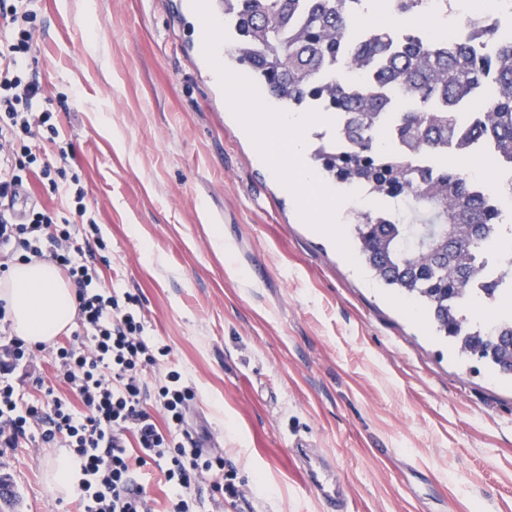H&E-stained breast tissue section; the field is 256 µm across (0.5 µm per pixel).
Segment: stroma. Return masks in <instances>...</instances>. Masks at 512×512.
Segmentation results:
<instances>
[{"mask_svg": "<svg viewBox=\"0 0 512 512\" xmlns=\"http://www.w3.org/2000/svg\"><path fill=\"white\" fill-rule=\"evenodd\" d=\"M35 68L97 227L103 280L140 297L179 371L189 425L219 441L240 498L199 512H321L291 442L310 441L349 512H512V383L453 356L378 282L322 199L256 152L190 45L186 0H35ZM221 230L230 257L216 253ZM53 448L0 455V512H79Z\"/></svg>", "mask_w": 512, "mask_h": 512, "instance_id": "35a3bbf8", "label": "stroma"}]
</instances>
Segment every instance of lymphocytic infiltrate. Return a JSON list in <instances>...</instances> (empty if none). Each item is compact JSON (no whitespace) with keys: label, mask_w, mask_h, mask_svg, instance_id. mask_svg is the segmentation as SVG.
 <instances>
[{"label":"lymphocytic infiltrate","mask_w":512,"mask_h":512,"mask_svg":"<svg viewBox=\"0 0 512 512\" xmlns=\"http://www.w3.org/2000/svg\"><path fill=\"white\" fill-rule=\"evenodd\" d=\"M36 21L31 0H0V275L34 258L55 264L75 287L78 329L48 349L68 388L64 395L48 387L41 398L25 400L12 376L35 346L16 336L0 351V454L33 439L68 449L82 474L76 488L81 512H155L153 498L134 480L150 462L164 474L168 512H192L195 487L210 473L224 476L214 492L239 497L237 473L225 469L223 454L185 431L195 393L176 371L154 393L168 426L159 430L147 405L152 393L144 373L156 357L140 299L103 286L96 268L82 260L74 227L94 217L84 188L65 179L67 152L33 70ZM34 169L61 194L60 209L18 208Z\"/></svg>","instance_id":"lymphocytic-infiltrate-1"}]
</instances>
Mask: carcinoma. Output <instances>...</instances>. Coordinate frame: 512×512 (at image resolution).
<instances>
[{"label":"carcinoma","mask_w":512,"mask_h":512,"mask_svg":"<svg viewBox=\"0 0 512 512\" xmlns=\"http://www.w3.org/2000/svg\"><path fill=\"white\" fill-rule=\"evenodd\" d=\"M424 0H385L383 21L348 50L368 0H224V65L250 76L283 111L319 110L337 120L315 149V170L387 206L349 225L357 254L385 285L422 304L434 334L460 355L512 376V316L471 317L476 256L500 247L501 197L448 167V154L484 141L512 162V30L482 57V41L407 38ZM367 77L350 81L347 73ZM482 112L460 110L484 87ZM453 225L452 240L427 226Z\"/></svg>","instance_id":"1"}]
</instances>
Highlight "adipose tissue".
<instances>
[{"label": "adipose tissue", "mask_w": 512, "mask_h": 512, "mask_svg": "<svg viewBox=\"0 0 512 512\" xmlns=\"http://www.w3.org/2000/svg\"><path fill=\"white\" fill-rule=\"evenodd\" d=\"M0 299L7 303L15 334L34 345L51 343L77 314L72 283L44 260L12 265Z\"/></svg>", "instance_id": "obj_1"}]
</instances>
